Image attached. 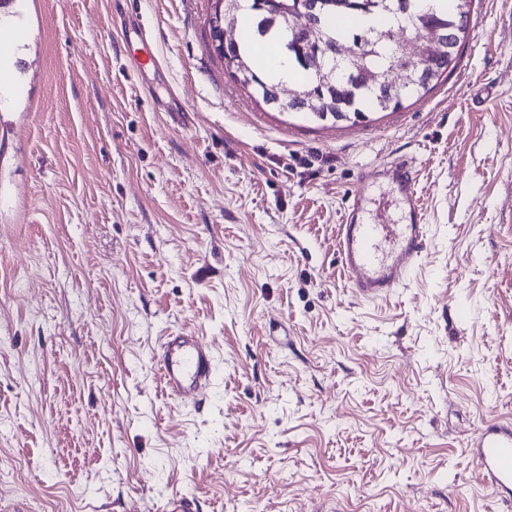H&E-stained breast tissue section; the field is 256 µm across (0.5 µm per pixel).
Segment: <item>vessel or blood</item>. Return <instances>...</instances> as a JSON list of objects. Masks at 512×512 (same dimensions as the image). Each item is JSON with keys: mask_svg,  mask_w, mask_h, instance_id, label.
<instances>
[{"mask_svg": "<svg viewBox=\"0 0 512 512\" xmlns=\"http://www.w3.org/2000/svg\"><path fill=\"white\" fill-rule=\"evenodd\" d=\"M403 202L402 224H372L362 219L370 186L359 177V190L348 208L337 236L343 275L354 292L366 299L387 296L405 285L426 245L425 214L416 199V175L404 157L391 164ZM165 393L186 399L212 384L213 352L200 337L176 334L166 337L157 357ZM468 446L486 485L498 498H512V421L486 422Z\"/></svg>", "mask_w": 512, "mask_h": 512, "instance_id": "vessel-or-blood-1", "label": "vessel or blood"}]
</instances>
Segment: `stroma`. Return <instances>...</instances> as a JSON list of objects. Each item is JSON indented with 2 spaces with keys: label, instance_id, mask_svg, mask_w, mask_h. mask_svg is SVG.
Returning a JSON list of instances; mask_svg holds the SVG:
<instances>
[{
  "label": "stroma",
  "instance_id": "stroma-1",
  "mask_svg": "<svg viewBox=\"0 0 512 512\" xmlns=\"http://www.w3.org/2000/svg\"><path fill=\"white\" fill-rule=\"evenodd\" d=\"M208 0H27L0 107V512H512L467 443L512 420V0H473L447 81L370 121L267 109ZM146 35L157 68L136 72ZM427 244L368 300L336 230ZM214 354L164 392L169 333ZM390 167L407 206L408 224H372L361 219L365 192L371 184L364 174L358 178L359 190L348 208L345 224H339L337 252L343 275L353 291L366 299L387 296L405 285L426 245L427 224L416 199L412 163L399 157ZM157 366L165 393L186 399L212 384L213 352L199 336H166Z\"/></svg>",
  "mask_w": 512,
  "mask_h": 512
}]
</instances>
